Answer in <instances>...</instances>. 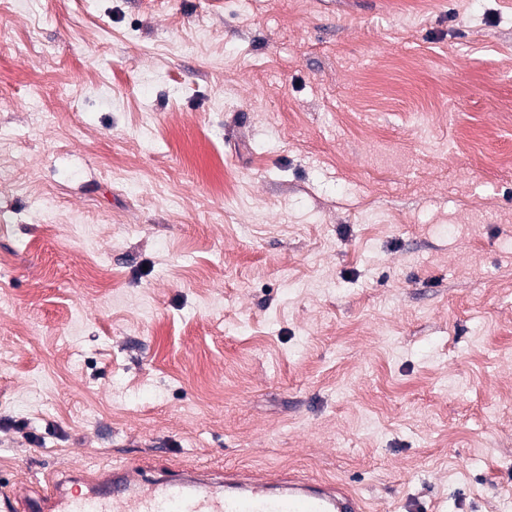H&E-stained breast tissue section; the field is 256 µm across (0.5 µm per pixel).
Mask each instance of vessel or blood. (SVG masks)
Masks as SVG:
<instances>
[{
  "mask_svg": "<svg viewBox=\"0 0 512 512\" xmlns=\"http://www.w3.org/2000/svg\"><path fill=\"white\" fill-rule=\"evenodd\" d=\"M140 463L91 474L68 470L49 488L0 496V512H365L340 485L299 477L264 478L243 469L212 477L197 467L163 468L144 478Z\"/></svg>",
  "mask_w": 512,
  "mask_h": 512,
  "instance_id": "vessel-or-blood-1",
  "label": "vessel or blood"
}]
</instances>
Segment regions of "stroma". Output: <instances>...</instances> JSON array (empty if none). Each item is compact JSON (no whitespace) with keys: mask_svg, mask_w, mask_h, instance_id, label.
Segmentation results:
<instances>
[{"mask_svg":"<svg viewBox=\"0 0 512 512\" xmlns=\"http://www.w3.org/2000/svg\"><path fill=\"white\" fill-rule=\"evenodd\" d=\"M508 103L512 0H0V492L512 512ZM140 463L90 474L68 470L49 488L1 494L2 512H364V500L342 485L299 477L264 478L243 469L219 478L198 467L159 469L143 478ZM81 486L88 492L82 493ZM80 489V490H79Z\"/></svg>","mask_w":512,"mask_h":512,"instance_id":"1","label":"stroma"}]
</instances>
